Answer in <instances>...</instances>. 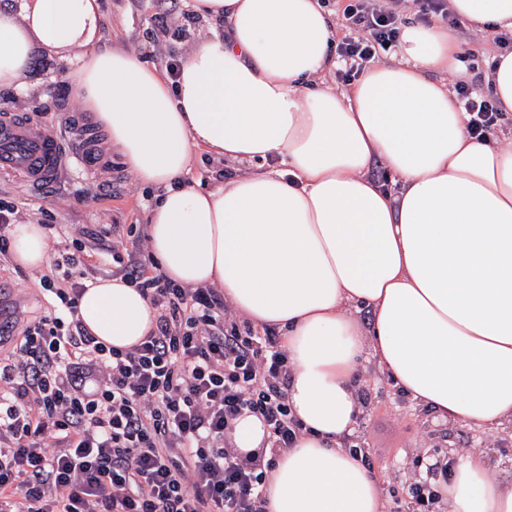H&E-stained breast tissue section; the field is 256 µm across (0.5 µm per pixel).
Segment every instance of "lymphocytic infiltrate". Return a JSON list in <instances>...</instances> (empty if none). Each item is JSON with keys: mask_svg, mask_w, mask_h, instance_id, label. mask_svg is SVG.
<instances>
[{"mask_svg": "<svg viewBox=\"0 0 512 512\" xmlns=\"http://www.w3.org/2000/svg\"><path fill=\"white\" fill-rule=\"evenodd\" d=\"M411 7L422 21L461 25L448 0H347L336 81L394 45ZM456 92L471 135L500 125L493 98ZM88 239L156 311L131 349L104 345L75 317ZM40 286L43 313L7 322L0 336L16 344L0 360V512H265L266 478L302 430L274 334L239 326L219 289L151 272L116 224L80 230ZM247 413L267 427L268 452H237L233 430Z\"/></svg>", "mask_w": 512, "mask_h": 512, "instance_id": "lymphocytic-infiltrate-1", "label": "lymphocytic infiltrate"}]
</instances>
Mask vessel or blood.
<instances>
[{"mask_svg": "<svg viewBox=\"0 0 512 512\" xmlns=\"http://www.w3.org/2000/svg\"><path fill=\"white\" fill-rule=\"evenodd\" d=\"M97 149L95 133L83 124L65 127L0 113V175L13 176L32 193L50 192L76 170L92 171L99 164Z\"/></svg>", "mask_w": 512, "mask_h": 512, "instance_id": "1", "label": "vessel or blood"}]
</instances>
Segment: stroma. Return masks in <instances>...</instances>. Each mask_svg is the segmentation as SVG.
Returning <instances> with one entry per match:
<instances>
[{
	"instance_id": "35a3bbf8",
	"label": "stroma",
	"mask_w": 512,
	"mask_h": 512,
	"mask_svg": "<svg viewBox=\"0 0 512 512\" xmlns=\"http://www.w3.org/2000/svg\"><path fill=\"white\" fill-rule=\"evenodd\" d=\"M102 15L99 46L132 50L157 68H165L170 52L186 55L207 30L197 21L184 38L161 34L153 24L157 0H98ZM65 61L35 50L27 73L28 91L16 97L10 109L31 112L48 120L64 122L79 118L91 122L70 95L59 75ZM98 145L107 163L101 175H79L53 193L31 195L13 178H0V197L14 202L20 222L47 225L49 242L69 241L81 227L95 224H125L146 234L152 203L151 191L142 188L111 145L104 129L96 131ZM115 183L112 191L99 189L100 180ZM40 273L19 267L0 255V311L22 315L37 309ZM362 412L349 447L362 449L367 466L380 481L386 512H418L410 490L415 480L426 477L428 464L460 449L484 453L491 471L512 481V428L478 431L442 422L431 410L415 405L379 373L375 363L363 361L359 368Z\"/></svg>"
}]
</instances>
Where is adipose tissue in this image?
Here are the masks:
<instances>
[{
  "instance_id": "1",
  "label": "adipose tissue",
  "mask_w": 512,
  "mask_h": 512,
  "mask_svg": "<svg viewBox=\"0 0 512 512\" xmlns=\"http://www.w3.org/2000/svg\"><path fill=\"white\" fill-rule=\"evenodd\" d=\"M449 5L470 31L512 32V0ZM191 7L214 26L171 80L135 52L91 50L97 0H22L0 11V89L23 90L34 47L67 57L62 82L159 190L148 243L160 270L223 289L280 334L303 430L265 482L267 512H384L377 479L345 446L364 355L447 423H512V141L469 133L448 85L469 69L439 22L408 21L387 59L337 87L326 81L336 21L320 0ZM484 83L511 113L512 52ZM196 149L239 172L199 189L185 178ZM9 236L14 264L47 265L42 225ZM77 317L123 350L155 326L149 300L117 277L89 283ZM444 492L448 512H512V483L475 450L453 455Z\"/></svg>"
}]
</instances>
